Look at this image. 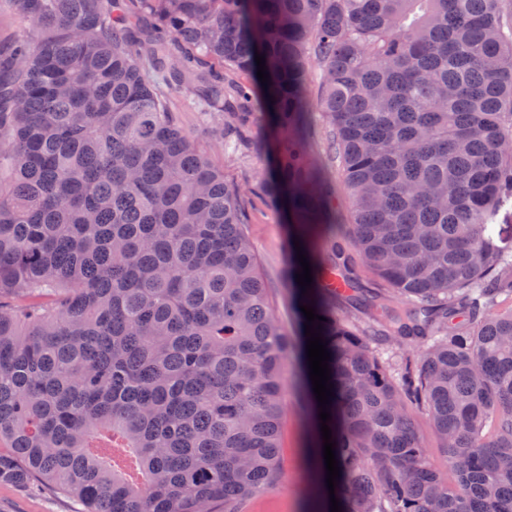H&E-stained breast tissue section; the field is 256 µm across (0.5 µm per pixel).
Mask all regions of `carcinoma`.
<instances>
[{
  "label": "carcinoma",
  "mask_w": 512,
  "mask_h": 512,
  "mask_svg": "<svg viewBox=\"0 0 512 512\" xmlns=\"http://www.w3.org/2000/svg\"><path fill=\"white\" fill-rule=\"evenodd\" d=\"M14 2L36 34L0 42V482L37 478L83 512H243L282 480L292 342L240 190L174 117L186 90L237 142L274 138L259 192L312 267L301 304L324 317L341 512H512L505 0ZM313 61L345 237L380 293L336 241L304 142ZM347 253L353 268L357 271L363 288H382V282L375 277L363 264L360 252L345 241ZM409 411L416 428L428 446L433 464L448 478L449 482H452L454 478L448 474V465L445 463L442 453L435 447L436 440L427 414L414 406H409Z\"/></svg>",
  "instance_id": "1"
}]
</instances>
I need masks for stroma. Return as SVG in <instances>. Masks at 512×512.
<instances>
[{"label":"stroma","instance_id":"obj_1","mask_svg":"<svg viewBox=\"0 0 512 512\" xmlns=\"http://www.w3.org/2000/svg\"><path fill=\"white\" fill-rule=\"evenodd\" d=\"M173 110L181 128L223 169L225 181L241 189L245 232L258 258L272 312L278 324L296 341L286 365L287 390L280 430L283 479L276 488L254 497L246 512H317V503L310 495L315 471L305 453L312 437V412L300 371L301 320L295 286L289 275L288 225L256 193L260 181L270 172L271 158L264 147L244 144L233 149L222 145L220 125L208 113L199 111L190 96L175 99ZM307 147L333 189L331 210L337 223H348L351 202L342 186L340 165L331 149V129L322 113L309 115ZM0 512H81V506L73 498L34 479L24 485L0 484Z\"/></svg>","mask_w":512,"mask_h":512}]
</instances>
